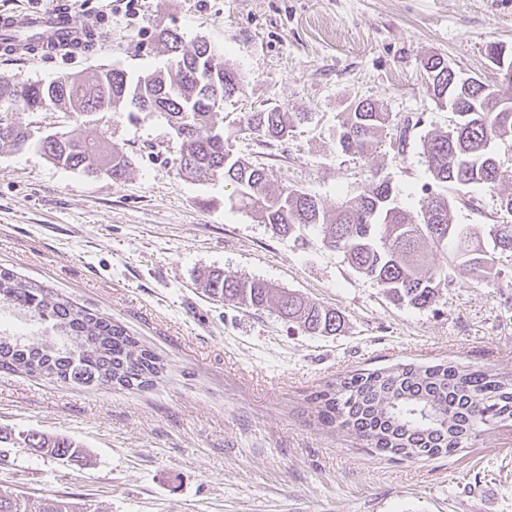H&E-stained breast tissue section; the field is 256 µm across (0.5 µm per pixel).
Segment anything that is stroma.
<instances>
[{"label":"stroma","mask_w":512,"mask_h":512,"mask_svg":"<svg viewBox=\"0 0 512 512\" xmlns=\"http://www.w3.org/2000/svg\"><path fill=\"white\" fill-rule=\"evenodd\" d=\"M104 19L89 54L5 57L0 80L44 83L103 68L130 77L166 69L156 30L208 41L240 75L224 103L231 153L302 188L328 209L387 177L399 204H424L432 178L424 136L454 116L428 91L427 58L494 82L489 49L512 47V0H69ZM373 100L392 122L364 154L342 151L343 112ZM304 113L282 141L240 131L245 113ZM33 140L107 133L132 160L121 181L50 162L34 145L0 153V269L123 326L159 356L155 386L85 389L0 372V428L65 436L84 460L0 447V485L90 512H512V422L494 423L455 455L395 462L318 424L309 395L336 377L399 363L455 362L512 373V252L481 281L449 268L432 307L395 304L313 231L275 235L233 208L223 177L173 165L174 133L157 112L92 117L14 110ZM408 136H401L404 122ZM500 180L471 189L459 224H512V140L495 143ZM210 269L255 278L338 310L343 327L313 336L271 309L211 301Z\"/></svg>","instance_id":"35a3bbf8"}]
</instances>
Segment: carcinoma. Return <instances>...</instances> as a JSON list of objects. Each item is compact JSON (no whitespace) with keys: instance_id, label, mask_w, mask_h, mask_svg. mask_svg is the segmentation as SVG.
I'll return each mask as SVG.
<instances>
[{"instance_id":"obj_1","label":"carcinoma","mask_w":512,"mask_h":512,"mask_svg":"<svg viewBox=\"0 0 512 512\" xmlns=\"http://www.w3.org/2000/svg\"><path fill=\"white\" fill-rule=\"evenodd\" d=\"M158 38L171 55L167 73H147L133 80L118 68L90 77L72 75L49 83L0 81V150H20L30 135L8 110L160 112L175 133L178 173L215 176L235 187L236 204L282 236L307 227L324 245L344 256L392 298L415 308L430 307L450 283L440 260L478 280L494 276L495 257L482 242L512 250V224H455L452 190L471 185L488 188L500 177L493 147L512 139V112L492 85L469 81L461 72L431 57L425 64L429 88L441 106L455 115L453 127L423 139V154L436 188L417 211L400 207L390 180L372 177L359 193L327 210L312 194L273 184L265 169L233 156L224 147V112L212 98L242 91L238 75L205 40L184 46L177 31L163 28ZM302 120L299 112L275 106L248 113L241 129L258 137L282 140ZM391 122L390 113L371 100L342 114L338 141L342 151L363 153ZM55 165L86 173L105 170L123 179L131 158L104 136L37 141ZM201 287L215 301L239 308L273 309L278 317L314 336L334 335L341 327L338 311L281 290L261 280H241L211 271ZM48 323L42 336H0V371L24 373L93 388L104 384L150 387L164 370L163 361L142 348L126 330L47 289L0 271V308ZM325 425L351 432L369 450L402 459L425 460L452 455L492 423L512 420V379L452 362L398 364L343 376L314 398ZM24 442L58 461L79 457L80 446L36 432ZM0 512H77V503L56 499L48 505L0 487Z\"/></svg>"}]
</instances>
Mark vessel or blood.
Segmentation results:
<instances>
[{"label": "vessel or blood", "mask_w": 512, "mask_h": 512, "mask_svg": "<svg viewBox=\"0 0 512 512\" xmlns=\"http://www.w3.org/2000/svg\"><path fill=\"white\" fill-rule=\"evenodd\" d=\"M90 19L78 17L63 4L44 11H18L0 16V30L5 32L29 31L35 34L39 49L45 54L58 53L59 36L90 26Z\"/></svg>", "instance_id": "vessel-or-blood-1"}]
</instances>
